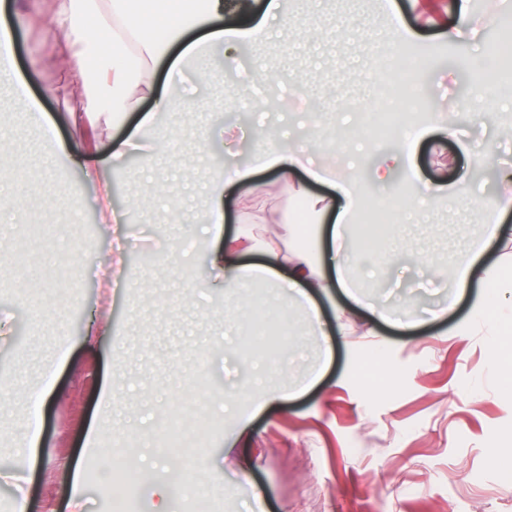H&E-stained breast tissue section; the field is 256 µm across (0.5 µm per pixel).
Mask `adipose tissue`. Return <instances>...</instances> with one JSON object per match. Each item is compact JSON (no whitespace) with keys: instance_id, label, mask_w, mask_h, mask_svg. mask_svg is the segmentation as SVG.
I'll use <instances>...</instances> for the list:
<instances>
[{"instance_id":"obj_1","label":"adipose tissue","mask_w":512,"mask_h":512,"mask_svg":"<svg viewBox=\"0 0 512 512\" xmlns=\"http://www.w3.org/2000/svg\"><path fill=\"white\" fill-rule=\"evenodd\" d=\"M42 27L53 37L63 68L78 76L93 75V83L76 87L57 84L47 87L48 95L64 99L81 94L87 114L94 120L111 124L128 114L139 113L141 126H149L154 112H162L185 97L176 84L157 87L156 68L159 63L179 53L192 58L215 43L224 50L246 40H255L263 33L262 23L228 27L224 24V0H203L194 7L193 0H54L40 19ZM0 89L7 90L22 104L28 121L41 125L42 109L24 89L15 63V35L7 22H0ZM153 99V112H142L146 99ZM243 189L250 200L259 199L262 184L252 179L248 168L232 169L225 180L215 185L209 194L207 234L212 246L206 255L211 274L225 283L244 287L249 281L279 283L286 288L292 302L303 310L315 335H322L320 314L312 296L342 289L353 295L346 272L353 262L346 239L350 214L355 202L346 184L336 183L333 195L307 196L304 187H296L303 197L309 215L332 216L327 233L330 248L325 261L312 260L306 251L274 253L267 263H247L243 254L259 250L246 232L222 240L224 224V194L231 189ZM485 245L498 252L496 262L478 266V256L467 253L465 260L450 273L456 295L476 289L474 321L490 320V308L512 286L506 265L512 261V227L495 223L485 226Z\"/></svg>"}]
</instances>
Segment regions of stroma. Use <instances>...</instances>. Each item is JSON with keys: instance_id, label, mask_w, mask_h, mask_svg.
<instances>
[{"instance_id": "1", "label": "stroma", "mask_w": 512, "mask_h": 512, "mask_svg": "<svg viewBox=\"0 0 512 512\" xmlns=\"http://www.w3.org/2000/svg\"><path fill=\"white\" fill-rule=\"evenodd\" d=\"M20 2V77L59 139L71 142L74 130L61 114L83 102L45 96L67 74L31 24L43 0ZM278 3L264 39L241 44L221 78L204 82L195 69L174 75L169 62L159 64L158 81L182 82L197 109L157 113L141 151L106 170L114 224L99 222V190L81 172L56 178L40 131L0 95V134L17 143L0 158V185L30 188L16 219L0 226V325L8 330L0 335V512H10L18 493L17 450L32 432L39 436L32 512H66L72 485L63 461L92 438L99 469L112 465L131 478L125 512H149L159 472L140 461L138 449L158 445L172 416L188 417V396L204 404L240 390L260 360L286 367L269 389L299 393L257 413L243 399L235 411L207 413L196 478L220 512H512V459L493 457L512 443V382L503 378L512 350L490 351L487 329L470 323L474 298L449 308L448 278L431 273L478 245L490 216L471 201L493 197L498 169L512 166V139L500 135L512 124L510 100L484 95L480 108L464 111L457 138L440 132L449 113L462 111V83L481 89L479 68L497 37L484 20L512 14V0H471L473 28L453 41L449 0ZM394 51L423 63V107L410 117L421 133L411 152L419 177L400 170L380 186L370 174L346 172L357 209L387 195L411 200L423 180L445 182L450 193L428 201V223L405 225L399 241L377 242V251L393 250L390 264L373 276L353 266L350 278L364 301L391 316L410 308L421 320L396 328L352 314L339 295L322 296L323 341L275 286L228 288L210 277L203 262L209 190L224 166L253 165L271 132L283 150L304 151L327 167L336 155L326 132L337 130L340 112L349 128L359 127L362 112L378 103L375 88ZM261 69L275 84L260 87ZM221 127L234 134L230 148L215 136ZM158 141L168 144L161 166L151 161ZM477 144L487 153L475 155ZM80 183L85 192L72 208L41 204L46 194L73 195ZM120 243L129 249L119 268L109 252ZM184 268L195 289L184 283ZM267 306L278 313L267 333L280 345L246 346ZM444 307L446 318H431ZM98 310L112 334L91 349L82 331ZM39 383L52 396L35 416L25 390ZM247 412L251 436L240 439L237 417ZM230 441L236 451L228 455ZM250 484L262 501L247 492Z\"/></svg>"}]
</instances>
